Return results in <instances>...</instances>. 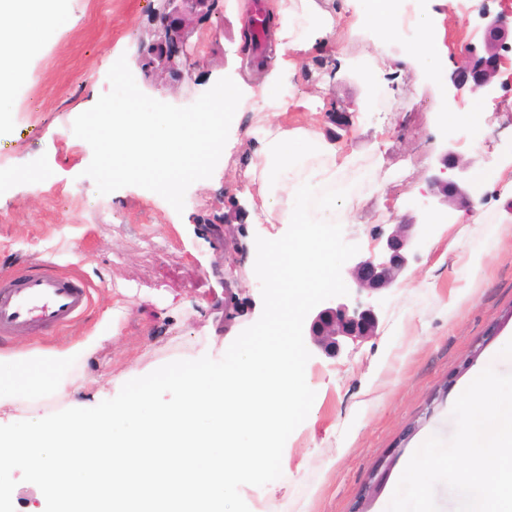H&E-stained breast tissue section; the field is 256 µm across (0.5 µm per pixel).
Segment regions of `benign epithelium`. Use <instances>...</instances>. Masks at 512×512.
Segmentation results:
<instances>
[{"instance_id":"7a95c632","label":"benign epithelium","mask_w":512,"mask_h":512,"mask_svg":"<svg viewBox=\"0 0 512 512\" xmlns=\"http://www.w3.org/2000/svg\"><path fill=\"white\" fill-rule=\"evenodd\" d=\"M180 2L172 11L160 13L159 25L151 40L140 47L139 64L149 71L171 76L196 64L188 52L184 34V14L196 20H208L218 0H166V5ZM485 36L481 44H467L459 53L451 80L455 88H468L482 97L498 90V75L504 53L512 50V14L482 12ZM474 160L448 148L439 158V172L428 178L431 194L442 202L466 206L471 199V174ZM417 224L399 221L393 225L382 250L360 258L350 269L352 287L358 291L375 292L390 288L408 265L415 246ZM224 321L245 311L248 302L226 289ZM310 343L322 354L334 357L345 340L365 339L374 335L378 318L373 308H350L344 299L332 305L313 309L306 317Z\"/></svg>"}]
</instances>
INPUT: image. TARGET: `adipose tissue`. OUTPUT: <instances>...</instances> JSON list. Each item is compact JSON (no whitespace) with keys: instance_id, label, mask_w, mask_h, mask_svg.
<instances>
[{"instance_id":"obj_1","label":"adipose tissue","mask_w":512,"mask_h":512,"mask_svg":"<svg viewBox=\"0 0 512 512\" xmlns=\"http://www.w3.org/2000/svg\"><path fill=\"white\" fill-rule=\"evenodd\" d=\"M347 2L355 15L351 33L381 37L394 32L395 18L386 0ZM316 15L322 21L315 26V33H331L334 17L319 14L314 0H300L299 5L278 11L274 36L280 41V60L261 86L259 102H268L279 93L282 71L289 66L286 52L308 48L293 37L296 23ZM64 21L61 0H0V124L10 110L13 87L27 76L31 53ZM447 58L442 19L425 15L418 20L411 48L402 55L383 58L382 63L391 71L419 67L440 81ZM243 103L242 85L228 82L213 98L202 101L197 111L154 112L139 91L121 85L113 105L89 115L87 129L109 174L150 179L161 193L173 198L182 182H204L211 160L224 152V129L235 122ZM96 342L91 336L50 355L15 358L0 354V406L34 389L53 390L62 383L71 363Z\"/></svg>"}]
</instances>
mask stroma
Instances as JSON below:
<instances>
[{
    "mask_svg": "<svg viewBox=\"0 0 512 512\" xmlns=\"http://www.w3.org/2000/svg\"><path fill=\"white\" fill-rule=\"evenodd\" d=\"M220 0L209 23L192 24L187 44L197 66L180 78L145 73L136 63L149 40L161 0H66L67 25L30 60L27 80L12 90L10 122L0 131V272L41 262L74 272L91 286L88 310L62 330L15 336L0 353L46 354L105 332L74 361L67 384L40 405V416L94 407L114 398L125 377H141L178 359L218 360L262 313L260 283L250 258L233 272L234 288L251 302L224 321L223 251L203 233L204 219L227 215L239 244L254 245L272 225L254 215L239 180L257 145L244 128L285 113L289 127L317 124L337 158L336 181L347 188V243L360 254L379 252L394 205L414 222H428L397 283L368 294L349 291L352 305L373 307L375 336L342 347L330 358L312 351L306 381L316 397L306 420L288 438L283 475L266 486H242L250 512H378L419 440L450 438L452 408L462 389L503 342L512 337V65L501 64L504 90L473 98L469 90L433 82L423 70L386 75L374 91L380 52L400 53L412 25H397L383 48L337 26L338 49L315 46L296 55L294 72L273 108H242L225 132L205 184L187 182L177 199L148 181L108 176L83 129L93 108L113 99V72L127 68L147 106L180 111L208 98L216 85L244 81L259 87L277 64V42L256 51L239 30L241 3ZM414 13L445 17L450 58L484 38L483 10L512 12V0H412ZM482 110L484 132L467 124L442 128L444 111ZM347 123L337 127L335 111ZM477 155V191L468 208L437 203L426 190L445 149ZM377 172L375 182L364 171ZM41 175L39 184L23 180ZM392 460L380 495L364 500L370 474Z\"/></svg>",
    "mask_w": 512,
    "mask_h": 512,
    "instance_id": "obj_1",
    "label": "stroma"
}]
</instances>
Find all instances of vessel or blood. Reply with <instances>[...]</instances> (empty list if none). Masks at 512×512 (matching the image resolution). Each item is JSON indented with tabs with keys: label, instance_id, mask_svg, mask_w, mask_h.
Returning <instances> with one entry per match:
<instances>
[{
	"label": "vessel or blood",
	"instance_id": "obj_1",
	"mask_svg": "<svg viewBox=\"0 0 512 512\" xmlns=\"http://www.w3.org/2000/svg\"><path fill=\"white\" fill-rule=\"evenodd\" d=\"M90 301L89 285L75 274H0V338L62 328Z\"/></svg>",
	"mask_w": 512,
	"mask_h": 512
}]
</instances>
